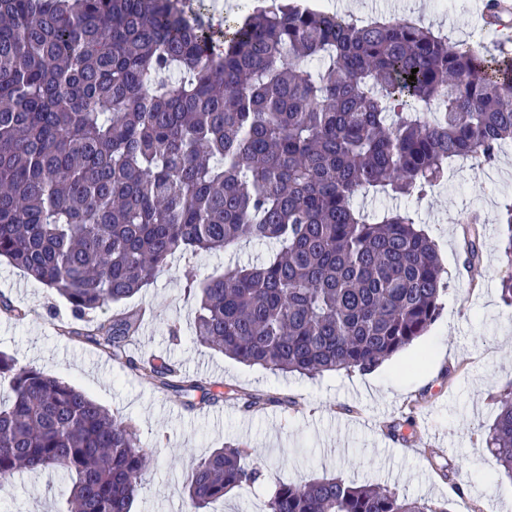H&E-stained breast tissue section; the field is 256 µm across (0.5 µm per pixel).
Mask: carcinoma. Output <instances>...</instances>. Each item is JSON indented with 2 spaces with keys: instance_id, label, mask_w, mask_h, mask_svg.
Here are the masks:
<instances>
[{
  "instance_id": "obj_1",
  "label": "carcinoma",
  "mask_w": 512,
  "mask_h": 512,
  "mask_svg": "<svg viewBox=\"0 0 512 512\" xmlns=\"http://www.w3.org/2000/svg\"><path fill=\"white\" fill-rule=\"evenodd\" d=\"M200 2L0 0V260L67 302L71 337L203 408L218 384L128 354L141 307L97 313L178 254L272 243L199 284L196 342L271 372H372L438 319L444 269L411 211L370 223L353 201L421 195L454 158L493 163L512 142V60L298 0L215 28ZM503 221L512 305V204ZM463 250L479 263L476 234ZM3 379L0 488L53 469L70 479L65 512H131L154 462L136 427L0 351ZM487 447L512 477V386ZM427 460L456 474L434 448ZM262 476L227 444L192 466L185 512ZM267 512L449 510L334 476L280 482Z\"/></svg>"
}]
</instances>
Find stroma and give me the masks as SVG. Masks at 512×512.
I'll return each mask as SVG.
<instances>
[{
  "instance_id": "stroma-1",
  "label": "stroma",
  "mask_w": 512,
  "mask_h": 512,
  "mask_svg": "<svg viewBox=\"0 0 512 512\" xmlns=\"http://www.w3.org/2000/svg\"><path fill=\"white\" fill-rule=\"evenodd\" d=\"M326 11L367 21L413 17L457 44H477L497 55L502 32L482 18V0H325ZM512 203V143L494 166L454 161L448 177L421 199L358 198L366 217L385 209L412 210L436 243L448 285L442 312L431 330L374 372L331 373L309 378L249 367L193 340L196 301L186 291L187 272L197 277L235 264L256 263L270 248L243 243L219 254L175 257L169 271L135 298L152 309L134 351L169 358L183 373L223 382L238 391L205 410L183 408L150 381L120 368L96 346L63 335L71 324L66 304L40 283L0 261V297L25 310L22 320L0 312V350L84 390L135 424L156 460L133 512H183L192 462L224 444L247 445L263 468L261 484L227 494L208 512H264L279 481L306 483L335 474L359 484H380L452 512H512V479L491 466L485 429L493 423L495 397L512 382V306L501 299L506 270L502 215ZM480 218L482 261L469 267L461 219ZM272 396L264 410H244L241 395ZM411 421L408 441L390 437L392 422ZM442 449L460 466L451 483L424 457ZM70 485L64 474L22 473L0 489V512H63Z\"/></svg>"
}]
</instances>
